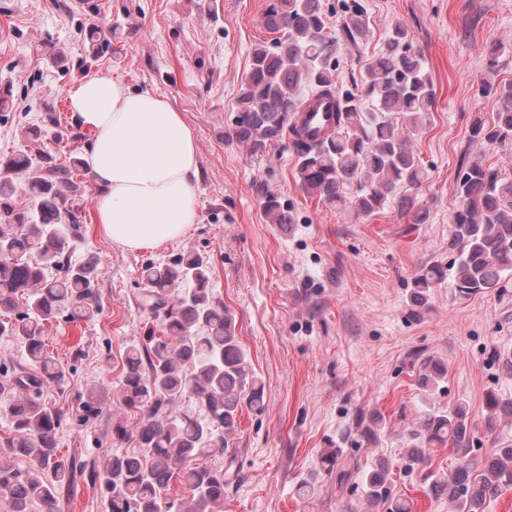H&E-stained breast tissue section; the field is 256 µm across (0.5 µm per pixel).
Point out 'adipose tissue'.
Segmentation results:
<instances>
[{
    "instance_id": "1",
    "label": "adipose tissue",
    "mask_w": 512,
    "mask_h": 512,
    "mask_svg": "<svg viewBox=\"0 0 512 512\" xmlns=\"http://www.w3.org/2000/svg\"><path fill=\"white\" fill-rule=\"evenodd\" d=\"M90 136L84 156L97 194L95 222L114 244L139 251L183 237L198 219V146L182 112L162 95L104 73L67 91Z\"/></svg>"
}]
</instances>
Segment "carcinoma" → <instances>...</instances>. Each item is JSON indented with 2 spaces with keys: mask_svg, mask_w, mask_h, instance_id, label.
Here are the masks:
<instances>
[{
  "mask_svg": "<svg viewBox=\"0 0 512 512\" xmlns=\"http://www.w3.org/2000/svg\"><path fill=\"white\" fill-rule=\"evenodd\" d=\"M349 22L334 37L321 0H267L263 25L275 38L254 48L251 66L238 97L233 129L237 142L260 153L283 137L295 135L301 189L320 201L355 215L369 216L397 204L412 223L425 224L429 210L418 200L428 179L411 148V138L426 124L435 105V90L420 51L401 24L389 28L378 57L352 87L335 80L341 44L364 36L360 0H344ZM503 46L485 49L489 77L479 92L495 99L491 121L477 118L469 139L482 146L512 144V81L493 74ZM308 95L301 96V89ZM334 103L335 123L324 134L296 126V112L309 100ZM0 156V336L20 345L26 366L0 365V397L9 400L14 436L7 451L30 460L20 471L0 462V506L6 512H56L59 492L74 480L73 463L56 443L62 413L43 396L64 372L46 343L47 325L66 313L71 320H91L101 312L97 287L99 259L71 261L80 232L85 191L77 149L63 148ZM22 181L15 182L16 177ZM29 196L25 210L13 206L17 191ZM265 215L272 224H291L293 216L269 189L260 188ZM449 246L456 251L454 288L472 295L496 287L512 273V176L477 159L460 167L456 209ZM146 285L142 305L157 325L125 351L117 407L139 413L135 434L125 421L113 420L112 434L134 436L138 450L114 452L100 475L109 512H219L224 503L223 469L199 463L229 447L243 408L260 413L264 388L250 368L233 327V317L215 301L209 260L187 250L167 263L141 265ZM444 278L437 264L414 277L412 301L424 304L426 293ZM182 283L189 284L185 289ZM445 376L441 363L426 358L419 384L436 387ZM486 431L496 430L503 415H512V400L491 394ZM414 442L405 450L406 465L425 463V448L451 445L458 466L448 479H430L431 490L448 498L453 512H483L486 499L512 487V440L479 464L471 459L473 432L468 409L456 402L448 411L424 417ZM339 449L320 456V468L336 475ZM189 494L166 496L172 479ZM368 501L385 512H411L410 504L391 498L388 475L373 470L364 476Z\"/></svg>",
  "mask_w": 512,
  "mask_h": 512,
  "instance_id": "cac0c4a2",
  "label": "carcinoma"
}]
</instances>
